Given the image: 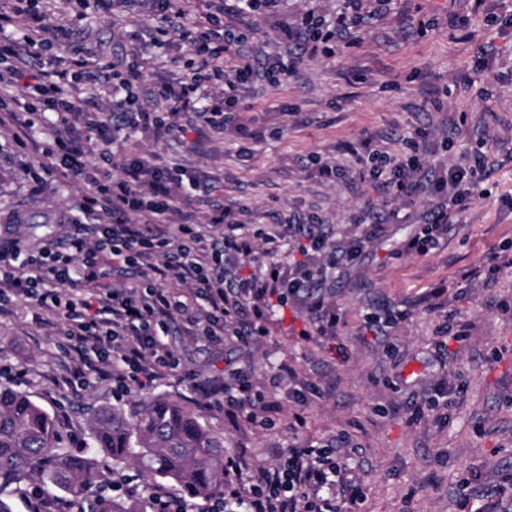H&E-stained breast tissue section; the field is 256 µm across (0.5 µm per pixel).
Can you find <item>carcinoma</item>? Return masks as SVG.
Masks as SVG:
<instances>
[{
  "instance_id": "obj_1",
  "label": "carcinoma",
  "mask_w": 512,
  "mask_h": 512,
  "mask_svg": "<svg viewBox=\"0 0 512 512\" xmlns=\"http://www.w3.org/2000/svg\"><path fill=\"white\" fill-rule=\"evenodd\" d=\"M92 450L67 448L51 415L27 394L0 387V512H13L5 488L33 483L54 498L67 495L77 512H147V501L87 496L102 481L96 454L131 463L150 482H173L192 498L224 494V439L202 426L177 402L154 400L105 406L88 421Z\"/></svg>"
}]
</instances>
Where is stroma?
<instances>
[{
  "label": "stroma",
  "mask_w": 512,
  "mask_h": 512,
  "mask_svg": "<svg viewBox=\"0 0 512 512\" xmlns=\"http://www.w3.org/2000/svg\"><path fill=\"white\" fill-rule=\"evenodd\" d=\"M229 15L224 31L245 37L246 50L287 56L307 13L334 21L343 0H264L254 12ZM448 0H397L381 10L357 40L332 56L305 62L298 78L278 84L257 79L239 86L240 122L246 134L195 131L159 136L126 124L113 127L115 147L188 167L214 184L240 223L266 229L291 212L315 215L342 232L363 215L373 192L345 178L328 179L321 162L342 170L352 149L371 140L381 150L409 151L422 137L433 142L430 165L461 154L486 155L490 170L461 223L425 255H397L399 242L425 222L433 197L421 189L409 202H388V232L358 269L336 277L333 298L343 324L333 336L302 337L305 317L274 308L266 336L243 342L228 336L203 345L180 336V321L161 329L176 342L181 364L153 384L117 396L108 382L86 374L81 388L64 370L67 340L58 326L36 323L28 307L0 314V385L26 393L53 416L74 450L88 440L87 419L102 405L124 408L161 398L180 402L198 421L223 437L224 453L245 454L249 468L288 455L293 448L342 436L340 451L350 469L346 482L357 503L343 512H512V266L493 280L480 274L492 253L512 245V37L476 16L469 39L448 26ZM152 14L150 0L113 20L90 15L69 26L65 37L42 52V62L94 53L117 61L136 42ZM433 23L421 34L419 22ZM497 47L499 64L475 76L473 91L461 88L480 50ZM189 43L164 36L145 55L144 80L178 81ZM487 88L489 99L475 91ZM51 112L32 115L38 146L17 148L0 131V225L23 212L31 245L65 236L52 223L66 211L84 220V181L50 175L41 168L44 132ZM463 134L449 138L455 123ZM444 288L448 309L464 326L463 341L435 351L441 313L424 298ZM408 310L396 326L377 332L367 314ZM245 376L278 412L273 424L230 421L222 406L208 403L202 384ZM446 383V403H433V389ZM316 385L318 394L297 401Z\"/></svg>",
  "instance_id": "obj_1"
}]
</instances>
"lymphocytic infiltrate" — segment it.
Returning <instances> with one entry per match:
<instances>
[{
  "mask_svg": "<svg viewBox=\"0 0 512 512\" xmlns=\"http://www.w3.org/2000/svg\"><path fill=\"white\" fill-rule=\"evenodd\" d=\"M154 2L165 30L189 39L191 58L183 80L161 88L168 103L165 112L136 108L139 126L167 133L169 118L183 116L191 125L201 121L228 130L238 112V83L252 77L254 70L246 62L235 75L224 71L221 55L236 38L228 36L217 45L210 31L224 12V0H208L211 12L192 31L186 30L188 15L176 0ZM375 17L361 0H346L335 23L306 36L287 62L267 58L264 74L274 81L295 77L306 59L331 54L343 33L365 28ZM16 23L22 26L20 37H6L7 27ZM48 32L38 0H0V55L17 61L0 71V91H9L14 104L10 118L21 128H30L35 104L54 112L52 137L43 150L51 161L48 173L72 175L90 185L83 211L106 214L109 221L74 224L68 214H59L56 223L71 226L66 242L41 244L23 263L18 260L25 249L23 217L1 224L0 310L20 303L53 312L79 360L88 366L106 365V377L119 388H126L132 378L154 382L165 369L179 365L176 350L156 333L178 313L186 316L187 335L203 342L213 341L228 327L255 340L265 336L268 315L277 304L303 313L318 335L335 334L342 319L326 294L327 274L361 265L372 244L386 234L387 224L379 216L386 198L408 201L422 183L430 184L436 203L425 223L399 248L403 254L424 255L447 238L449 226L476 197L483 156L432 168L420 147L399 155L367 148L355 155L356 173L378 196L367 204L368 223L354 225L340 240H333L322 224L292 216L266 234L267 248L260 254L255 232L238 223L217 199L209 202V223L225 225V234L209 233L189 214L172 224L186 187L193 183L188 170L148 162L130 152L114 153L108 118L86 123L101 145L100 164L90 163L73 117L80 110L79 93L93 62L75 56L64 69L28 74L23 61L33 56L35 47L47 45ZM115 159L122 170L117 177L106 169ZM132 214L143 216V223H130ZM179 286L199 299V306L180 300L175 292ZM207 394L223 405L226 416L248 422L258 416L260 395L245 379L210 388ZM336 448L331 441L296 449L229 486L226 495L207 499L199 512H225L231 502L242 512H340L333 505L317 508L324 495L336 492L341 471Z\"/></svg>",
  "mask_w": 512,
  "mask_h": 512,
  "instance_id": "obj_1",
  "label": "lymphocytic infiltrate"
}]
</instances>
